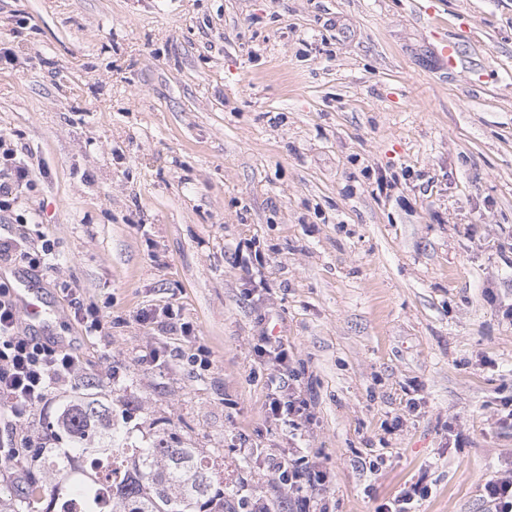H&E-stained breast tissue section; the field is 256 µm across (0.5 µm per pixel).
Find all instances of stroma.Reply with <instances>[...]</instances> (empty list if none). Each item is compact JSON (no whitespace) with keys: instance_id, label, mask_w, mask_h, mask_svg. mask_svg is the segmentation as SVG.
<instances>
[{"instance_id":"stroma-1","label":"stroma","mask_w":512,"mask_h":512,"mask_svg":"<svg viewBox=\"0 0 512 512\" xmlns=\"http://www.w3.org/2000/svg\"><path fill=\"white\" fill-rule=\"evenodd\" d=\"M1 48L0 135L39 187L0 236L53 242L29 285L82 358L33 432L94 393L117 438L214 455L225 494L268 512H296L268 468L290 454L325 476L315 512L420 478L418 512H488L512 467V0H0ZM165 307L209 368L143 322ZM265 336L299 427L266 417ZM62 292L68 298L74 319L79 323H84L85 332L101 331L103 322L99 309L91 305L85 306L84 300L80 298V294H77L72 288L64 287ZM259 357L266 358L268 362L276 364L282 369L284 373L281 375L285 376L288 374V380L298 381L296 374L289 370L288 367V350L284 348L280 341H271L267 336L264 338V345L259 346Z\"/></svg>"}]
</instances>
